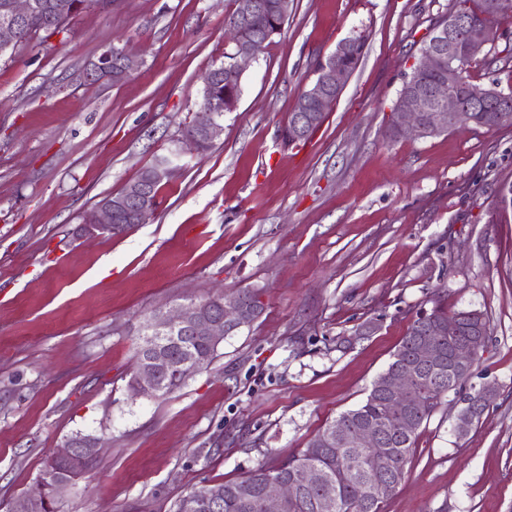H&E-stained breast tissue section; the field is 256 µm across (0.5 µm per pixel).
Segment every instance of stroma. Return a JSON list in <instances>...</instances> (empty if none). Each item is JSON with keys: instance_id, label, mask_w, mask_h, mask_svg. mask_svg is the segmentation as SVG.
<instances>
[{"instance_id": "stroma-1", "label": "stroma", "mask_w": 512, "mask_h": 512, "mask_svg": "<svg viewBox=\"0 0 512 512\" xmlns=\"http://www.w3.org/2000/svg\"><path fill=\"white\" fill-rule=\"evenodd\" d=\"M449 0H292L247 67L206 154L182 156L151 219L120 236L84 215L177 148L233 0H114L0 61V512L76 434L95 467L56 512H176L206 484L306 448L362 402L416 312L477 310L490 339L475 384L496 394L467 439L450 402L419 433L382 512H512V125L392 136L391 106ZM362 34L366 54L309 140L280 135L315 68ZM142 66L83 83L105 45ZM262 290L251 326L163 397L132 395L158 308Z\"/></svg>"}]
</instances>
